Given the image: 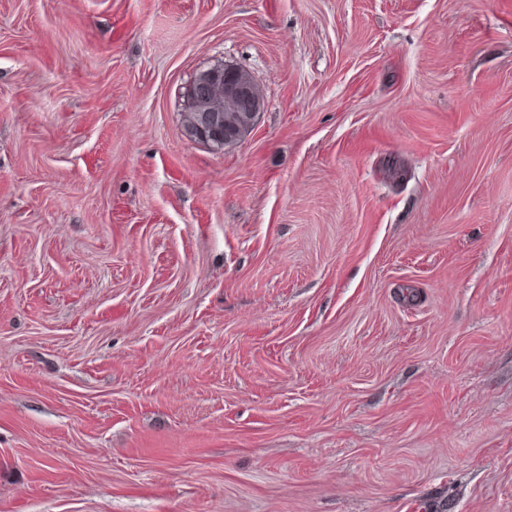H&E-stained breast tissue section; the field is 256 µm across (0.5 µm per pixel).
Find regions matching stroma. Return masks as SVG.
Segmentation results:
<instances>
[{"label": "stroma", "mask_w": 512, "mask_h": 512, "mask_svg": "<svg viewBox=\"0 0 512 512\" xmlns=\"http://www.w3.org/2000/svg\"><path fill=\"white\" fill-rule=\"evenodd\" d=\"M0 512H512V0H0ZM233 66V64H221L200 71L195 81L188 86L186 91L185 108L190 111L187 112L186 110L184 112V122L187 131L194 127L200 115L199 122L196 123L192 136L196 141L207 143L215 137L221 122V114L218 112L222 113L224 120V137L220 144L213 146L218 150H223L224 147L237 144L252 128L247 130L240 139L237 138L240 129L249 124V112H253L256 118L263 106V96L258 84L254 78L242 68H240L238 74L232 76V79L251 86L262 100L255 96L254 93H245L246 104L243 112H238V104L231 96L224 95V111L213 109L209 105L210 98L214 91L220 90L224 93V71L231 69ZM200 112H202V114H200Z\"/></svg>", "instance_id": "obj_1"}]
</instances>
